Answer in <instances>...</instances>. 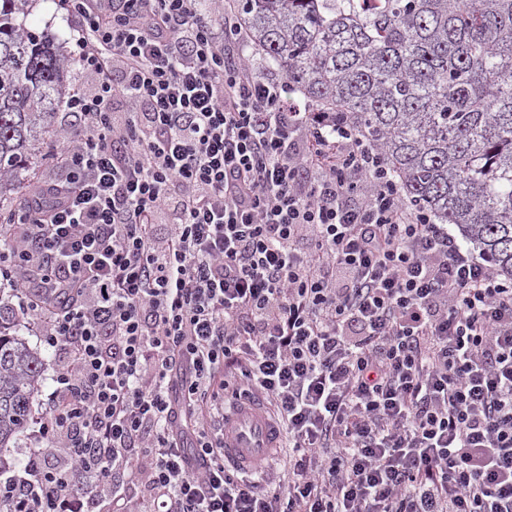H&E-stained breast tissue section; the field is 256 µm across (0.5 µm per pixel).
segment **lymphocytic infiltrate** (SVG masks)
Segmentation results:
<instances>
[{
	"label": "lymphocytic infiltrate",
	"mask_w": 512,
	"mask_h": 512,
	"mask_svg": "<svg viewBox=\"0 0 512 512\" xmlns=\"http://www.w3.org/2000/svg\"><path fill=\"white\" fill-rule=\"evenodd\" d=\"M86 82L0 261L60 358L13 512H512V280L202 0H58ZM261 397L269 489L224 462Z\"/></svg>",
	"instance_id": "lymphocytic-infiltrate-1"
}]
</instances>
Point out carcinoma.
<instances>
[{
  "instance_id": "cac0c4a2",
  "label": "carcinoma",
  "mask_w": 512,
  "mask_h": 512,
  "mask_svg": "<svg viewBox=\"0 0 512 512\" xmlns=\"http://www.w3.org/2000/svg\"><path fill=\"white\" fill-rule=\"evenodd\" d=\"M0 0V211L25 207L30 146L53 131L68 60ZM288 87L377 147L406 201L512 279V0H228ZM0 305V469L42 359Z\"/></svg>"
}]
</instances>
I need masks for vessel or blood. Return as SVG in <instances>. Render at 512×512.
Instances as JSON below:
<instances>
[{"instance_id":"1","label":"vessel or blood","mask_w":512,"mask_h":512,"mask_svg":"<svg viewBox=\"0 0 512 512\" xmlns=\"http://www.w3.org/2000/svg\"><path fill=\"white\" fill-rule=\"evenodd\" d=\"M282 440L280 424L261 404L235 406L224 413V458L240 470L264 469Z\"/></svg>"}]
</instances>
